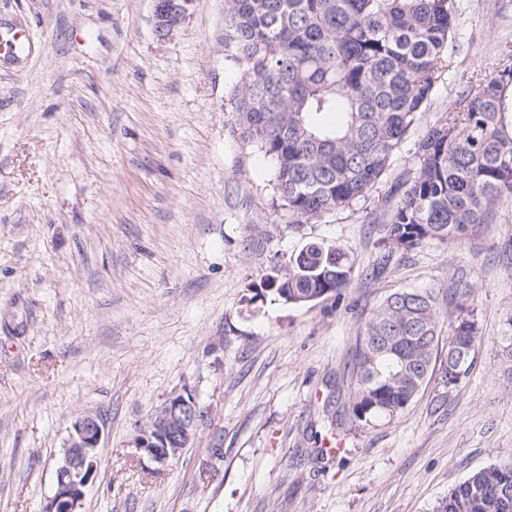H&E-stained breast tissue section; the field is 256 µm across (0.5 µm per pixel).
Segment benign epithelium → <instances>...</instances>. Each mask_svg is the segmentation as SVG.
I'll return each instance as SVG.
<instances>
[{
	"label": "benign epithelium",
	"instance_id": "benign-epithelium-1",
	"mask_svg": "<svg viewBox=\"0 0 512 512\" xmlns=\"http://www.w3.org/2000/svg\"><path fill=\"white\" fill-rule=\"evenodd\" d=\"M184 12L175 15L154 10L155 25L170 37L183 21ZM210 416V409L201 404L189 390L175 392L139 427L134 439L137 451L156 463L165 464L177 458L192 445L197 430ZM103 426L98 417L82 415L71 424L68 438L61 449L56 473L68 480L55 481L53 495L48 497L42 512H79L87 487L97 473L98 448Z\"/></svg>",
	"mask_w": 512,
	"mask_h": 512
}]
</instances>
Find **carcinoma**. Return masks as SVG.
I'll return each instance as SVG.
<instances>
[{
    "label": "carcinoma",
    "mask_w": 512,
    "mask_h": 512,
    "mask_svg": "<svg viewBox=\"0 0 512 512\" xmlns=\"http://www.w3.org/2000/svg\"><path fill=\"white\" fill-rule=\"evenodd\" d=\"M457 0H226L224 52L240 77L227 103L229 134L273 164L288 223L352 210L415 133L462 49ZM418 167L387 224V252L458 241L493 223L512 195V54L466 89L413 144ZM353 269L335 244L310 243L268 275L269 291L307 305L347 287ZM440 289L392 292L357 335L350 361L352 419L392 420L434 369L453 388L471 369L479 328L469 306L437 362ZM439 512H512V462L453 487Z\"/></svg>",
    "instance_id": "cac0c4a2"
}]
</instances>
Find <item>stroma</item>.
<instances>
[{"label": "stroma", "instance_id": "1", "mask_svg": "<svg viewBox=\"0 0 512 512\" xmlns=\"http://www.w3.org/2000/svg\"><path fill=\"white\" fill-rule=\"evenodd\" d=\"M225 0H196L172 38L154 0H0V512H41L72 421L100 417L80 512H438L449 490L512 461V199L460 242L382 254L411 143L354 210L292 224L272 164L228 128L239 69ZM468 55L421 127L512 51V0H459ZM354 260L340 295L297 306L260 277L310 242ZM443 291L450 336L466 295L469 374L431 379L391 421L348 409L356 337L390 293ZM210 418L157 464L133 439L172 393Z\"/></svg>", "mask_w": 512, "mask_h": 512}]
</instances>
